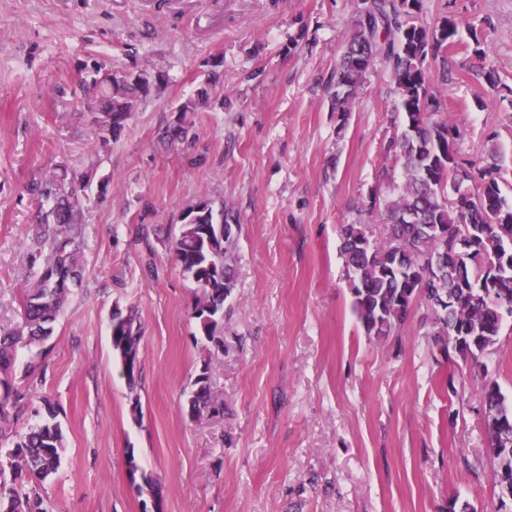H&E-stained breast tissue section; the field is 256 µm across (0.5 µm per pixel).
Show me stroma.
I'll use <instances>...</instances> for the list:
<instances>
[{
    "label": "stroma",
    "mask_w": 512,
    "mask_h": 512,
    "mask_svg": "<svg viewBox=\"0 0 512 512\" xmlns=\"http://www.w3.org/2000/svg\"><path fill=\"white\" fill-rule=\"evenodd\" d=\"M482 28L486 57L429 62L481 161L486 139L512 167V0H428ZM353 0H0V325L39 262L38 207L25 191L58 165L96 190L83 226V281L41 346L17 349L26 394L0 449L51 402L66 436L40 487L49 512H512L492 478L481 385L512 401V318L490 353L448 362L416 302L393 336H366L352 311L338 227L370 224L375 172L398 120L388 74L373 67L348 116L331 108ZM302 40H295L297 29ZM148 70L153 83L118 139L86 112L88 71ZM215 72L194 140L167 145L178 105ZM240 217L224 349L196 343L195 290L172 259L193 203ZM142 326L141 379L129 391L112 355L114 305ZM210 359L217 413L190 416ZM136 457L158 496L128 479Z\"/></svg>",
    "instance_id": "obj_1"
}]
</instances>
